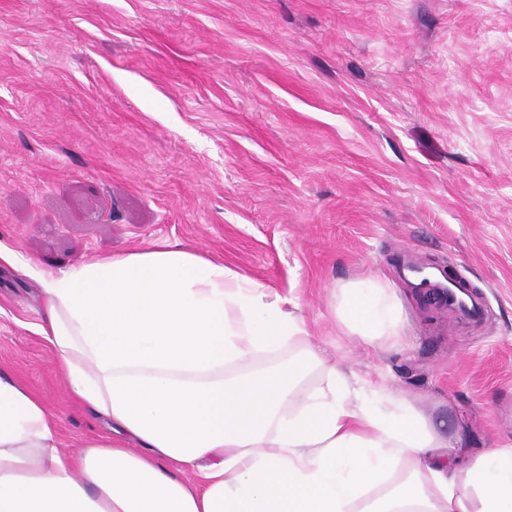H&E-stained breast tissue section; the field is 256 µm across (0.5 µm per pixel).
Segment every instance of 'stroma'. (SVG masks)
Instances as JSON below:
<instances>
[{"label": "stroma", "instance_id": "stroma-1", "mask_svg": "<svg viewBox=\"0 0 512 512\" xmlns=\"http://www.w3.org/2000/svg\"><path fill=\"white\" fill-rule=\"evenodd\" d=\"M167 243L297 304L337 366L470 453L512 444V0H0V372L61 447L71 396L35 266ZM487 299L461 324L422 271ZM390 282L399 341L336 321Z\"/></svg>", "mask_w": 512, "mask_h": 512}]
</instances>
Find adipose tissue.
Segmentation results:
<instances>
[{
  "instance_id": "adipose-tissue-1",
  "label": "adipose tissue",
  "mask_w": 512,
  "mask_h": 512,
  "mask_svg": "<svg viewBox=\"0 0 512 512\" xmlns=\"http://www.w3.org/2000/svg\"><path fill=\"white\" fill-rule=\"evenodd\" d=\"M28 273L72 395L114 435L62 451L44 403L0 373V512H512V445L469 454L410 402L360 398L237 269L164 244ZM335 315L370 344L402 334L381 278L340 288Z\"/></svg>"
}]
</instances>
